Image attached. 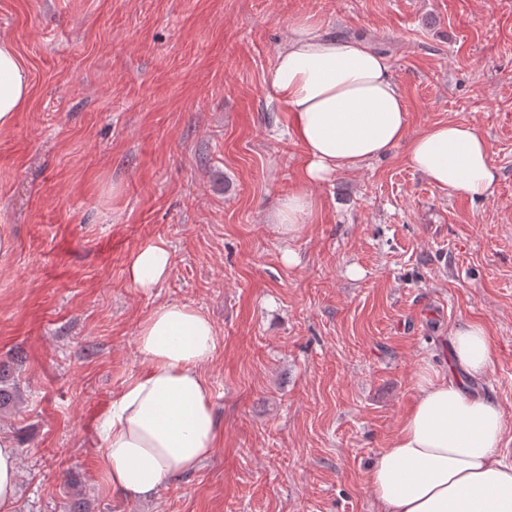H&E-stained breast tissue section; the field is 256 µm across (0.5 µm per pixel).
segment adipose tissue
<instances>
[{
  "instance_id": "adipose-tissue-1",
  "label": "adipose tissue",
  "mask_w": 512,
  "mask_h": 512,
  "mask_svg": "<svg viewBox=\"0 0 512 512\" xmlns=\"http://www.w3.org/2000/svg\"><path fill=\"white\" fill-rule=\"evenodd\" d=\"M269 88L304 155L299 185L271 215L285 236L295 237L310 217L311 187L398 146L410 168L448 193L474 200L493 191L497 171L487 139L461 120L411 133L390 65L366 42L339 40L317 21L298 20L275 52ZM30 94L28 70L13 43L0 39V130L13 125ZM171 264L166 242H149L131 255L128 279L154 288ZM216 347L212 321L189 306L164 303L143 320L145 367L124 382L99 421V465L113 491L152 499L170 477L212 455L221 429L204 367ZM491 362L487 329L468 320L452 332L450 374L420 371L414 400L368 471L382 512H512V462L500 454L512 426L494 397L464 386L487 376ZM18 473V448L0 440V512H13Z\"/></svg>"
}]
</instances>
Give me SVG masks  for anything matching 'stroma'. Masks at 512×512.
<instances>
[{
  "label": "stroma",
  "mask_w": 512,
  "mask_h": 512,
  "mask_svg": "<svg viewBox=\"0 0 512 512\" xmlns=\"http://www.w3.org/2000/svg\"><path fill=\"white\" fill-rule=\"evenodd\" d=\"M303 17L388 58L412 131L474 124L492 194H449L396 147L313 187L284 239L267 215L303 150L268 75ZM0 37L32 81L0 131L14 512H378L369 466L467 319L493 341L477 388L512 417V0H0ZM156 240L173 264L144 291L127 262ZM163 303L215 325L223 439L138 501L99 466L98 420Z\"/></svg>",
  "instance_id": "stroma-1"
}]
</instances>
